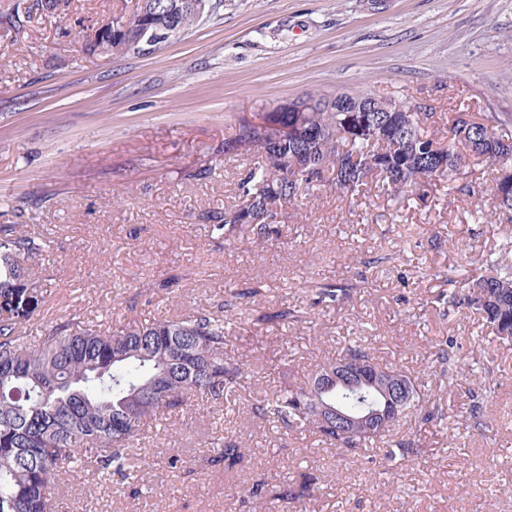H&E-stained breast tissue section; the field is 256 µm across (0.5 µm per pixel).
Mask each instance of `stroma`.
I'll return each instance as SVG.
<instances>
[{
	"label": "stroma",
	"mask_w": 512,
	"mask_h": 512,
	"mask_svg": "<svg viewBox=\"0 0 512 512\" xmlns=\"http://www.w3.org/2000/svg\"><path fill=\"white\" fill-rule=\"evenodd\" d=\"M20 2L0 0V14L17 16L0 25V224L50 243L35 261L46 286L27 307V334L72 317L220 311L234 291L253 315L301 306L312 317L234 328L229 350L251 363L250 383L132 451L136 481L62 475L63 512H260L242 507L240 487L280 491L302 473L317 478L312 512H512V343L442 303L512 226L470 223L469 200L444 183L424 202L313 191L286 205L279 239L262 247L224 244L206 220L238 198L247 163L222 153L238 119L306 94L512 113V0H221L154 55L119 59L84 52L77 34L137 0H62L50 18ZM378 254L384 263H372ZM325 282L354 290L321 305L313 291ZM443 336L469 375L441 389L442 425H414L418 457L389 466L373 448L348 459L250 410L355 341L425 376ZM485 379L496 393L477 428L469 405ZM219 429L248 448L244 468H209Z\"/></svg>",
	"instance_id": "1"
}]
</instances>
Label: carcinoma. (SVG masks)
<instances>
[{
	"label": "carcinoma",
	"instance_id": "1",
	"mask_svg": "<svg viewBox=\"0 0 512 512\" xmlns=\"http://www.w3.org/2000/svg\"><path fill=\"white\" fill-rule=\"evenodd\" d=\"M137 10L147 24L182 36L199 21L189 0H144ZM124 14L111 16L107 26L112 50L99 48L88 34L90 54L112 58L137 56L134 42L121 25ZM372 107L370 123L355 133L346 125L342 103ZM366 93L350 90L336 96L309 94L262 115L263 126L238 120L224 139V156L255 159L238 182L240 202L212 211L211 234L224 241L241 235L265 245L280 234L284 204L302 203L318 187L346 198L363 188L386 185L393 196L426 199L448 180V195L470 200L473 224L493 219L512 224V136L503 130L511 115L457 112L446 128L434 112H379ZM493 136L486 151L470 146ZM496 170L492 183L485 167ZM47 247L34 233L0 225V512H58L54 486L78 465L108 475L133 479L124 467L128 451L140 444L146 426L169 422L183 412L209 403L221 404L251 379V364L231 358L225 325L236 322L240 309L232 299L224 313L199 310L149 323L136 320L94 329L81 321L52 326L38 338L26 335L20 321L26 293H37L42 280L28 261ZM512 237L488 254L482 270L461 280L462 291L451 289L445 302L465 305L481 315L502 341L512 337ZM349 284L326 283L318 302H336L351 294ZM456 341L437 343L431 375L441 383H456L463 367ZM325 364L300 386L279 391L252 404L266 420L293 430H312L321 440L351 458L365 445L382 438L392 425L338 429L317 418V403L326 399L348 413L373 405L378 394L369 386L339 385L324 393L317 386ZM412 388V401L402 420L439 425L444 420L441 396L423 393L406 373L393 370ZM495 387L480 383L470 418L483 425L484 411ZM210 463L230 471L240 465L247 448L217 431L210 438ZM411 436L387 443L388 461L419 454ZM315 478L303 476L286 499H312Z\"/></svg>",
	"mask_w": 512,
	"mask_h": 512
}]
</instances>
